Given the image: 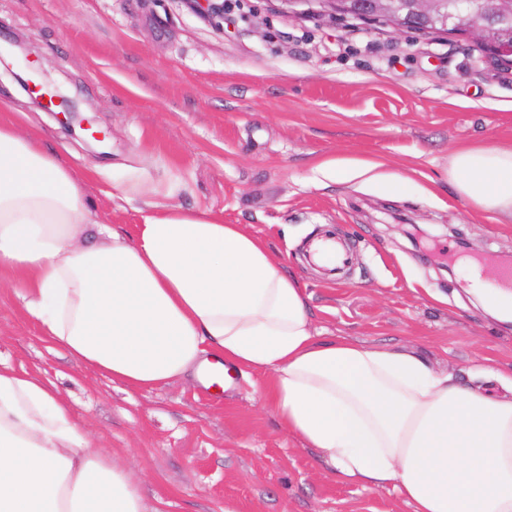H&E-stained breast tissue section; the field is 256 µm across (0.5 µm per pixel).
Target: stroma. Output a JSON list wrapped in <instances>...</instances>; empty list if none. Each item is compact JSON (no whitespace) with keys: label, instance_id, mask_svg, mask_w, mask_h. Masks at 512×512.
<instances>
[{"label":"stroma","instance_id":"stroma-1","mask_svg":"<svg viewBox=\"0 0 512 512\" xmlns=\"http://www.w3.org/2000/svg\"><path fill=\"white\" fill-rule=\"evenodd\" d=\"M204 18L186 0H0V41L110 135L100 149L38 107L0 66V100L28 116L105 224L148 207L223 217L265 240L307 297L316 335L416 352L464 385L512 372V329L469 293L458 239L512 253V219L475 212L448 166L466 143H512V73L464 35L291 13L280 0ZM428 231L425 250L404 233ZM332 229L341 279L311 264ZM0 287V359L52 389L163 512H413L392 487L344 481L254 392L196 379L133 391L75 363Z\"/></svg>","mask_w":512,"mask_h":512}]
</instances>
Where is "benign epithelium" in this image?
<instances>
[{
  "label": "benign epithelium",
  "instance_id": "7a95c632",
  "mask_svg": "<svg viewBox=\"0 0 512 512\" xmlns=\"http://www.w3.org/2000/svg\"><path fill=\"white\" fill-rule=\"evenodd\" d=\"M189 7L205 17L224 16V0H187ZM290 12L302 7L319 16L353 20L382 21L396 29L424 30L428 23L442 19V25L453 33L468 35L485 49L484 61L494 70L512 71V35L503 27L512 22V0H280ZM28 57H20L12 48L0 52V63L8 69L27 72L23 83L42 79L41 73L27 65ZM51 97L63 112L79 122L85 130L89 119L79 116L76 103L54 92Z\"/></svg>",
  "mask_w": 512,
  "mask_h": 512
}]
</instances>
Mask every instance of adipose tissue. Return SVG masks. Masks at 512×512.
<instances>
[{
	"label": "adipose tissue",
	"mask_w": 512,
	"mask_h": 512,
	"mask_svg": "<svg viewBox=\"0 0 512 512\" xmlns=\"http://www.w3.org/2000/svg\"><path fill=\"white\" fill-rule=\"evenodd\" d=\"M448 176L512 216V146L471 144ZM79 362L133 390L208 364L268 373L280 425L343 480L415 512H512V397L467 390L411 351L314 336L306 296L240 225L167 208L100 223L79 179L0 109V273ZM138 485L46 384L0 361V512H147Z\"/></svg>",
	"instance_id": "adipose-tissue-1"
}]
</instances>
